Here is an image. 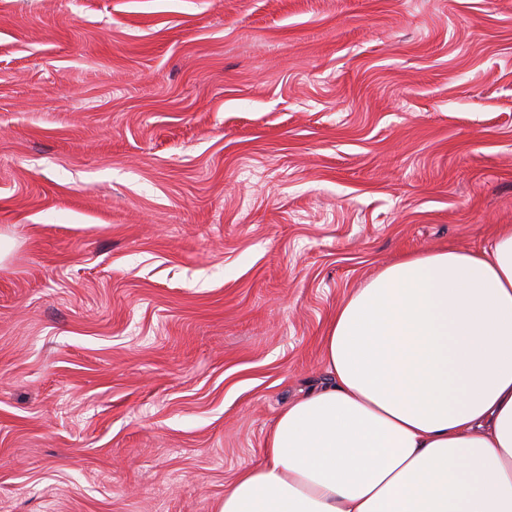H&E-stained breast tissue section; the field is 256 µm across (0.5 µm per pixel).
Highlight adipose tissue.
<instances>
[{"label": "adipose tissue", "mask_w": 512, "mask_h": 512, "mask_svg": "<svg viewBox=\"0 0 512 512\" xmlns=\"http://www.w3.org/2000/svg\"><path fill=\"white\" fill-rule=\"evenodd\" d=\"M322 351L217 512H512V226L385 267Z\"/></svg>", "instance_id": "obj_1"}]
</instances>
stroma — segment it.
Returning a JSON list of instances; mask_svg holds the SVG:
<instances>
[{
  "label": "stroma",
  "instance_id": "stroma-1",
  "mask_svg": "<svg viewBox=\"0 0 512 512\" xmlns=\"http://www.w3.org/2000/svg\"><path fill=\"white\" fill-rule=\"evenodd\" d=\"M512 225V0H0V512H215L338 304Z\"/></svg>",
  "mask_w": 512,
  "mask_h": 512
}]
</instances>
